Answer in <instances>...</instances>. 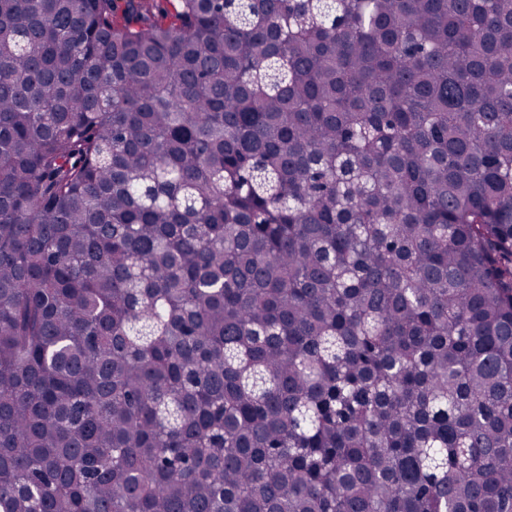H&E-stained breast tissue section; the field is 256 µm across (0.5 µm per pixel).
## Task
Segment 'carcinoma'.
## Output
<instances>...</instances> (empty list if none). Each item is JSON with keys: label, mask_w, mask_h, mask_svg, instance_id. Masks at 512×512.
<instances>
[{"label": "carcinoma", "mask_w": 512, "mask_h": 512, "mask_svg": "<svg viewBox=\"0 0 512 512\" xmlns=\"http://www.w3.org/2000/svg\"><path fill=\"white\" fill-rule=\"evenodd\" d=\"M0 0V512H512V0Z\"/></svg>", "instance_id": "obj_1"}]
</instances>
